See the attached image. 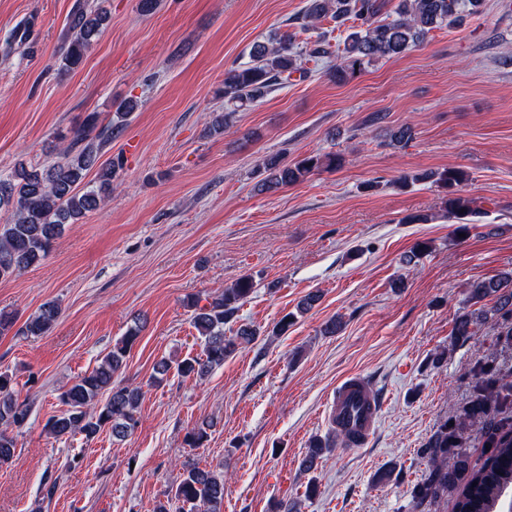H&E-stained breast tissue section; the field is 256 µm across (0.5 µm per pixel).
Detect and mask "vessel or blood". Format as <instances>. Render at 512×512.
Instances as JSON below:
<instances>
[{
    "mask_svg": "<svg viewBox=\"0 0 512 512\" xmlns=\"http://www.w3.org/2000/svg\"><path fill=\"white\" fill-rule=\"evenodd\" d=\"M380 411V400L368 379L352 374L339 382L326 413L329 424L349 432L362 446L373 437Z\"/></svg>",
    "mask_w": 512,
    "mask_h": 512,
    "instance_id": "obj_1",
    "label": "vessel or blood"
}]
</instances>
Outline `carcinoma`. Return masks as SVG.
<instances>
[{
  "instance_id": "carcinoma-1",
  "label": "carcinoma",
  "mask_w": 512,
  "mask_h": 512,
  "mask_svg": "<svg viewBox=\"0 0 512 512\" xmlns=\"http://www.w3.org/2000/svg\"><path fill=\"white\" fill-rule=\"evenodd\" d=\"M484 7L485 0H308L303 29H315L326 20L338 28L345 27L343 50L336 55V64L327 71L332 80L344 82L365 65L418 47L425 43L431 31L459 25L465 17L482 12ZM107 21V9L95 0H80L73 6L65 49L59 58L60 70L69 71L80 64ZM330 55V44L323 35L299 50L294 48L293 37L286 33L254 46L249 62L225 72L224 86L218 91L224 99V113L213 117L209 133H223L229 113L259 103L275 87L288 83L292 74L304 71L305 58ZM116 130L118 127L112 123H102L98 113L90 112L79 129L70 135H59L63 143L59 161L48 166L20 162L8 179L0 181V209L11 210L10 221L0 224L1 279L42 261L62 234L64 225L77 223L112 195L121 163L117 159L102 162L100 158ZM340 166V155L332 152L309 155L295 162H288L279 154L269 155L261 164L265 177L258 188L268 191L294 185L316 171ZM94 168L97 169L94 180L84 182ZM425 179L446 190L444 206L448 218L458 220L456 233H468L469 221L482 212L473 206L472 199L461 193L467 174L448 168L425 175L402 174L395 182L407 186ZM257 287L254 276L245 274L220 294L206 298L204 304L195 296L188 297L186 306L193 309L192 321L203 344L202 354L158 361L153 383H162L173 368L184 378L204 379L223 366L224 360L240 347L253 344L259 337L253 326L241 325L235 335L226 336L224 325L236 319L241 306ZM468 293L476 302L493 300V306L476 315L466 313L456 318L451 335L461 344L469 341L479 322L490 317L504 322L512 319V274L474 281L469 284ZM59 315V306L48 302L25 322L21 333L44 336ZM141 329L140 324L130 328L90 373L76 379L59 394L64 409L47 420L44 430L48 434L62 438L79 433L88 441L105 429L118 441L134 434L139 424L141 388L118 384L115 377L125 368L127 354ZM479 375L462 420L470 426L480 424L487 454L481 463L470 465L456 451L457 436L449 433L446 425L438 429L420 449L429 467L414 487V497L419 503L450 491L454 492L453 512H504L512 502V419H484L491 404L512 407V387H495L482 369ZM29 412V405L18 401L12 375L0 372V467L13 460L14 431L25 425ZM211 427L213 424L204 422L189 432L188 445L201 447ZM331 450L329 441L313 444L301 461L302 470L306 473L316 470L324 453ZM224 491V469L191 464L185 467L171 494L188 506L189 512H221Z\"/></svg>"
}]
</instances>
